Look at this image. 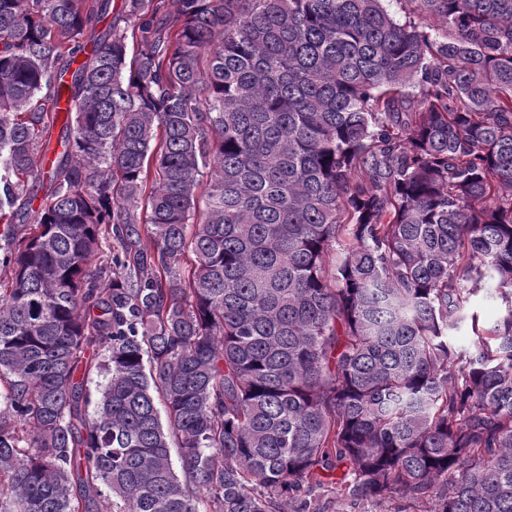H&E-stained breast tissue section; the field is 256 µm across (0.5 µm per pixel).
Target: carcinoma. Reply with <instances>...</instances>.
Returning <instances> with one entry per match:
<instances>
[{
	"mask_svg": "<svg viewBox=\"0 0 512 512\" xmlns=\"http://www.w3.org/2000/svg\"><path fill=\"white\" fill-rule=\"evenodd\" d=\"M381 2L0 0V512H512V0ZM384 6L401 23L411 21L421 27L432 29H438L441 26L438 19L419 12L414 0H387ZM481 288L484 289L471 299L470 312L476 313L482 322L493 324L503 315L504 305L500 298L490 295L495 288L492 281L487 279L482 283ZM304 498L308 505L316 507L321 512H395V510L404 504L401 501H395L382 505H375L366 501H350L344 497L341 492L336 491L335 484H324L321 486H310L304 493Z\"/></svg>",
	"mask_w": 512,
	"mask_h": 512,
	"instance_id": "cac0c4a2",
	"label": "carcinoma"
}]
</instances>
